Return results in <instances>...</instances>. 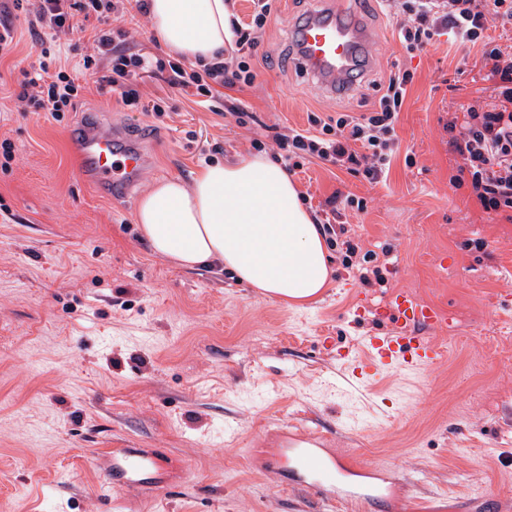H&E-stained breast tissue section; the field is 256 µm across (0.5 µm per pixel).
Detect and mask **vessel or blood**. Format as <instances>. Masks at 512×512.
<instances>
[{
	"label": "vessel or blood",
	"mask_w": 512,
	"mask_h": 512,
	"mask_svg": "<svg viewBox=\"0 0 512 512\" xmlns=\"http://www.w3.org/2000/svg\"><path fill=\"white\" fill-rule=\"evenodd\" d=\"M297 50L295 61L329 94L350 92L370 62V40L356 15L336 9L317 10L290 23ZM77 174L96 183L113 200H122L137 184L148 164L145 152L122 143L117 131L86 127L77 142ZM396 325L383 336L365 338V360L350 363L341 376L344 387L363 389L379 372L394 366L418 367L437 359L439 350L430 337L420 335L423 326H449L446 312L421 303L403 291L394 301ZM287 447L298 459L290 469L293 482L325 499H351L359 505H381L387 497L383 472L367 464L336 463L326 457L317 439L287 437ZM165 455L162 450L115 448L108 452L105 484L113 488L149 487L162 484Z\"/></svg>",
	"instance_id": "vessel-or-blood-1"
}]
</instances>
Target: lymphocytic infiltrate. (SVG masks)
<instances>
[{
    "label": "lymphocytic infiltrate",
    "instance_id": "1",
    "mask_svg": "<svg viewBox=\"0 0 512 512\" xmlns=\"http://www.w3.org/2000/svg\"><path fill=\"white\" fill-rule=\"evenodd\" d=\"M250 22L233 21L234 39L223 61L185 68L181 62L152 58L125 49L123 24L132 12L147 13L148 0H0V59L13 53L17 19L37 36L42 61L19 68L14 96L25 111L44 112L55 120L76 111L88 89L85 77L110 86L124 109L140 107L144 74H166L170 85L194 89L213 98L218 88L253 86L258 77V48L271 16V0H253ZM400 15L398 38L406 54L423 51L436 38L452 34L462 45L481 48L492 100L485 106H459L448 124L449 144L457 157L454 186H468L470 195L489 216L512 212V52L488 35L493 20L512 22V0H386ZM92 32L95 52L83 56L79 69L48 64L63 37ZM413 74L390 71L371 111L322 117L310 113L309 127L291 134L274 133L278 159L286 171L303 168L315 158L346 169L371 183L383 180L395 152V125Z\"/></svg>",
    "mask_w": 512,
    "mask_h": 512
}]
</instances>
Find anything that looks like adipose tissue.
Returning <instances> with one entry per match:
<instances>
[{
  "instance_id": "obj_1",
  "label": "adipose tissue",
  "mask_w": 512,
  "mask_h": 512,
  "mask_svg": "<svg viewBox=\"0 0 512 512\" xmlns=\"http://www.w3.org/2000/svg\"><path fill=\"white\" fill-rule=\"evenodd\" d=\"M156 40L191 64L220 59L233 39L225 0H148ZM135 222L154 255L183 269L220 267L262 296L301 306L326 288L322 225L279 162L256 153L203 166L192 183L156 181Z\"/></svg>"
}]
</instances>
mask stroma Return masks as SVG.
Masks as SVG:
<instances>
[{"mask_svg": "<svg viewBox=\"0 0 512 512\" xmlns=\"http://www.w3.org/2000/svg\"><path fill=\"white\" fill-rule=\"evenodd\" d=\"M337 2L364 9L374 33L364 80L325 95L288 60L289 23L314 0H273L259 77L227 92L251 113L243 125L223 100L196 102L157 77L145 78L144 100L163 99V118L93 85L56 121L23 111L7 74L38 62L35 39L19 32L0 60V141L15 155L0 166V512H359L270 470L287 430L389 470L388 512H477L486 495L512 512V222L449 183L451 113L490 101L480 49L445 35L410 57L399 17ZM396 66L414 78L386 179L372 185L316 159L291 175L317 223L356 249L347 267L330 247L332 283L318 300L289 306L230 271H187L152 253L134 214L154 182H191L205 160L246 157L257 140L276 155L270 126L302 130L312 112L370 111ZM96 122L125 129L150 158L125 200L76 174L73 137ZM349 194L366 210L332 219L329 199ZM370 251L380 276L365 284ZM400 291L450 314L452 331L433 332L440 357L344 388L339 374L363 357V337L393 329ZM101 448L162 449L172 488L101 498Z\"/></svg>", "mask_w": 512, "mask_h": 512, "instance_id": "1", "label": "stroma"}]
</instances>
